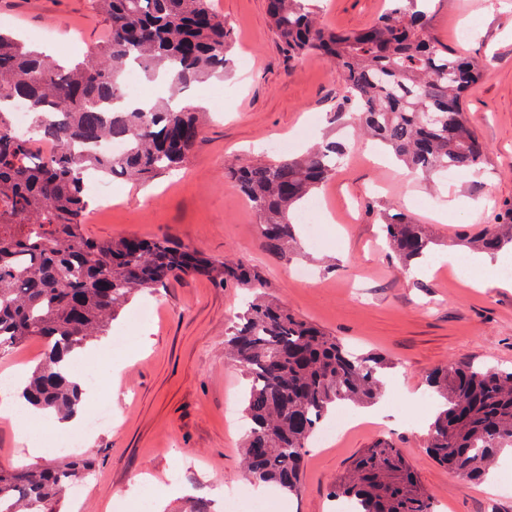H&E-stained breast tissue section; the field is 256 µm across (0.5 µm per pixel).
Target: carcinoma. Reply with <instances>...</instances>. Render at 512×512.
Returning a JSON list of instances; mask_svg holds the SVG:
<instances>
[{"label": "carcinoma", "mask_w": 512, "mask_h": 512, "mask_svg": "<svg viewBox=\"0 0 512 512\" xmlns=\"http://www.w3.org/2000/svg\"><path fill=\"white\" fill-rule=\"evenodd\" d=\"M109 34L94 61L65 67L0 31V358L38 338L43 354L23 396L66 419L81 391L64 359L108 335L112 320L145 288L179 274L219 286H258L242 262L210 258L167 237L97 239L85 230L90 201L85 174L147 183L187 162L205 113L134 100L124 72L160 77L177 96L224 76L231 32L211 0H96ZM314 0H268L267 10L290 57L322 56L338 72L342 101L332 120L373 138L407 170L477 173L488 153L463 111L481 65L435 36L430 0H391L392 8L355 31L323 26ZM20 104L29 131L14 129ZM121 141L107 155L99 145ZM48 143L57 149L45 154ZM344 144L325 141L302 156L231 163L224 179L257 218L261 245L285 257L298 244L296 212L335 174ZM389 248L409 267L434 244L404 211L379 212ZM454 243L496 253L512 246V202L492 208V223ZM248 377L243 467L254 483L296 495L304 448L341 402L379 395L387 360L359 354L279 305L256 295L228 341ZM428 385L442 399L429 429L430 453L465 481L481 482L497 455L512 448V370L465 362L435 369ZM92 463L0 467V512H61L67 492ZM331 496L354 512H434L431 498L394 444L381 438L336 482Z\"/></svg>", "instance_id": "cac0c4a2"}]
</instances>
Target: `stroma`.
Segmentation results:
<instances>
[{
  "label": "stroma",
  "instance_id": "obj_1",
  "mask_svg": "<svg viewBox=\"0 0 512 512\" xmlns=\"http://www.w3.org/2000/svg\"><path fill=\"white\" fill-rule=\"evenodd\" d=\"M232 30L231 68L223 100L205 82L186 91L205 99L211 114L188 162L139 185L112 180V210L89 219L98 239L169 237L214 258L240 261L255 271L270 299L360 353L392 362L381 397L353 407L373 424L352 431L326 450L309 445L298 495L270 492L275 512H336L330 493L354 459L376 439L400 448L430 495L435 512H512V497L499 493L512 472V455H500L489 483L474 485L441 466L427 450L434 406H423L425 377L460 361L481 368H512V288L478 290L460 276L444 275L434 259L456 234H473L490 219L493 202L512 201V0H437L438 37L480 62L482 76L463 102L467 119L488 145L478 174L428 182L352 139L349 154L324 186L320 199L331 215L322 224L321 247L279 259L261 246L256 219L224 180L225 163L300 155L323 137H339L330 114L342 94L330 64L318 56L283 52L267 0H214ZM389 0H321L319 20L354 31L382 16ZM472 27L459 40L460 24ZM0 29L19 33L59 58L86 54L106 37L108 22L95 0H0ZM406 210L429 225L436 240L432 262L402 267L380 240L375 209ZM311 268L301 281L297 266ZM237 284L215 287L201 277L180 276L158 291L136 295L91 354L74 367H118L109 389L111 427L84 432L57 429L55 419L0 416V465H25L30 447L42 463L71 455L92 469L70 491L63 512H128L132 494L151 492L162 512H191L207 500L224 512L222 490L241 483L242 413L246 377L224 354V341L245 308ZM151 304L152 319L132 322V311ZM80 438L81 446L60 447Z\"/></svg>",
  "mask_w": 512,
  "mask_h": 512
}]
</instances>
